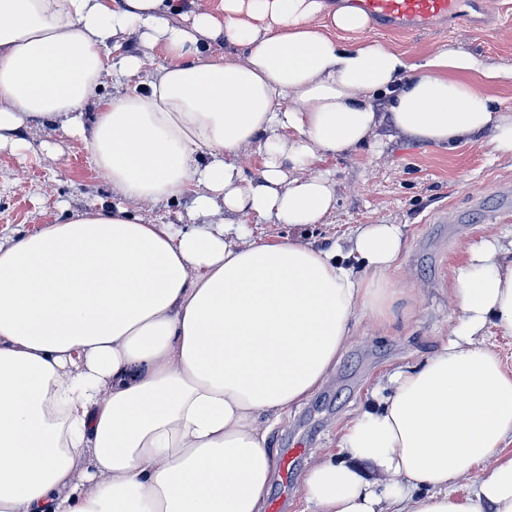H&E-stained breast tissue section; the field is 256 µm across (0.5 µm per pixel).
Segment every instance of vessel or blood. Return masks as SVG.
I'll list each match as a JSON object with an SVG mask.
<instances>
[{"instance_id":"vessel-or-blood-1","label":"vessel or blood","mask_w":512,"mask_h":512,"mask_svg":"<svg viewBox=\"0 0 512 512\" xmlns=\"http://www.w3.org/2000/svg\"><path fill=\"white\" fill-rule=\"evenodd\" d=\"M354 5L378 29L396 33L443 28L489 36L497 24L489 0H354Z\"/></svg>"}]
</instances>
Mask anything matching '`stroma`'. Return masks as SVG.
Returning a JSON list of instances; mask_svg holds the SVG:
<instances>
[{
  "label": "stroma",
  "instance_id": "1",
  "mask_svg": "<svg viewBox=\"0 0 512 512\" xmlns=\"http://www.w3.org/2000/svg\"><path fill=\"white\" fill-rule=\"evenodd\" d=\"M498 31L489 39L445 30L414 35L368 27L364 35L415 56L445 46L481 56L492 66H512V0H493ZM19 151L0 150V235L33 232L61 221L69 207L111 200L112 190L78 137L36 127ZM336 184V207L315 229L330 244L361 224H398L405 248L393 277L399 291L388 322L358 311L355 334L328 380L301 405L280 417L269 434L278 454L298 447L293 489L282 494L272 479L270 498L283 512H310L304 478L316 458L337 450L346 423L369 408L388 376L424 360L447 343L460 317L454 288L468 246L512 233V160L492 153L487 137L448 151L402 137L371 150L323 155L311 165Z\"/></svg>",
  "mask_w": 512,
  "mask_h": 512
}]
</instances>
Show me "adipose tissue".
I'll list each match as a JSON object with an SVG mask.
<instances>
[{
  "label": "adipose tissue",
  "mask_w": 512,
  "mask_h": 512,
  "mask_svg": "<svg viewBox=\"0 0 512 512\" xmlns=\"http://www.w3.org/2000/svg\"><path fill=\"white\" fill-rule=\"evenodd\" d=\"M178 9L0 0V149L60 127L112 188L0 236V512H263L267 421L324 383L358 310L385 315L403 248L397 224L318 244L336 186L309 165L387 130L450 151L486 133L512 158V112L486 92L512 66L346 41L367 17L325 0H221L181 24ZM222 41L242 60L213 55ZM157 48L171 62L153 69ZM108 81L121 93L97 97ZM256 143L248 180L237 159ZM184 198L196 221L178 228L131 209ZM248 216L291 233L257 242ZM455 297L454 339L389 375L308 472L312 512H512V372L482 341L512 334V241L467 248Z\"/></svg>",
  "instance_id": "adipose-tissue-1"
}]
</instances>
